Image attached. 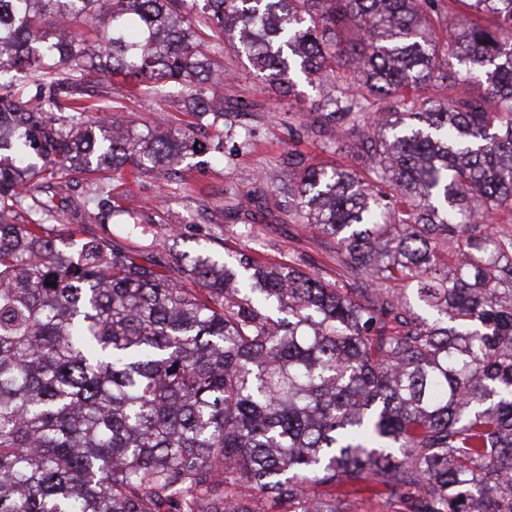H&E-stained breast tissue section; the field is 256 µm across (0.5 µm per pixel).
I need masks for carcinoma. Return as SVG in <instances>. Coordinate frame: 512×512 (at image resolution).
<instances>
[{"mask_svg":"<svg viewBox=\"0 0 512 512\" xmlns=\"http://www.w3.org/2000/svg\"><path fill=\"white\" fill-rule=\"evenodd\" d=\"M226 42L284 96L353 74L317 122L361 169L296 191L372 287L42 234L43 180L94 175L103 219L113 179L196 152L93 115L86 75L217 128L201 49ZM243 487L276 512H512V0H0V512H262Z\"/></svg>","mask_w":512,"mask_h":512,"instance_id":"carcinoma-1","label":"carcinoma"}]
</instances>
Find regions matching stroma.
<instances>
[{
    "instance_id": "obj_1",
    "label": "stroma",
    "mask_w": 512,
    "mask_h": 512,
    "mask_svg": "<svg viewBox=\"0 0 512 512\" xmlns=\"http://www.w3.org/2000/svg\"><path fill=\"white\" fill-rule=\"evenodd\" d=\"M207 55L224 73L223 133L212 128L198 133L206 151L178 164L176 181L149 173L115 182L116 213L106 224L86 210L85 178L76 176L63 189V221L47 225L46 236L59 243L105 239L115 249L134 248L149 258L165 250L192 255L202 249L221 258L227 250L244 249L262 260L284 262L296 254L326 280H347L336 260L335 239L305 228L294 195L296 162L354 167L360 161L356 136L312 133L298 140L291 135L314 119L323 97L335 95L336 79L320 88L303 81L295 95L279 96L264 90L246 58L229 50L211 49ZM84 89L106 93L107 112L144 127L160 123L177 130L188 121L176 105L128 94L119 79L92 72ZM219 141L224 151L217 154L211 147ZM272 183L277 189L266 195Z\"/></svg>"
}]
</instances>
